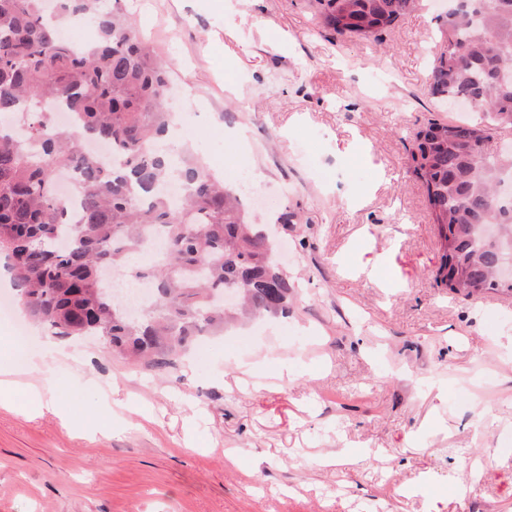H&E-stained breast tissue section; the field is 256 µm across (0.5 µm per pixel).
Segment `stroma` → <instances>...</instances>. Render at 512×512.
<instances>
[{"label": "stroma", "mask_w": 512, "mask_h": 512, "mask_svg": "<svg viewBox=\"0 0 512 512\" xmlns=\"http://www.w3.org/2000/svg\"><path fill=\"white\" fill-rule=\"evenodd\" d=\"M123 6L193 92L172 152L287 187L251 220L298 215L279 232L297 299L209 337L190 371L32 326L18 379H59L64 410L93 424L0 406V512H512V293L437 284L409 161L445 117L429 83L443 0L376 38L336 37L317 0Z\"/></svg>", "instance_id": "35a3bbf8"}]
</instances>
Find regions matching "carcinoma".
I'll list each match as a JSON object with an SVG mask.
<instances>
[{"instance_id":"cac0c4a2","label":"carcinoma","mask_w":512,"mask_h":512,"mask_svg":"<svg viewBox=\"0 0 512 512\" xmlns=\"http://www.w3.org/2000/svg\"><path fill=\"white\" fill-rule=\"evenodd\" d=\"M338 36L368 35L406 15L416 0H318ZM430 89L448 107L477 106L466 120L428 122L413 139L442 256L436 280L470 296L506 288L494 272L512 262V152L485 150L491 130L512 127V0H448ZM89 22L85 46L63 36ZM170 65L120 7L100 0H0V261L28 316L59 339L99 336L107 349L163 371L204 335L239 318L288 313L295 284L266 229L251 222L239 191L186 149H163L171 134ZM46 100L64 103L73 127L59 129ZM89 135L123 156L107 172L82 145ZM77 173L78 218L52 193L57 171ZM177 181L186 201L160 186ZM488 224L499 235L482 233ZM164 250L130 265L144 240ZM109 266L147 279L153 308L136 320L102 285Z\"/></svg>"}]
</instances>
